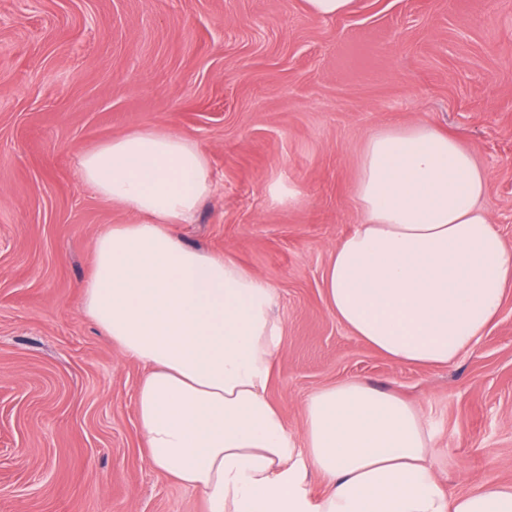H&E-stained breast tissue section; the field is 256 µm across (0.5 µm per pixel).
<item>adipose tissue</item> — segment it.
Segmentation results:
<instances>
[{
	"label": "adipose tissue",
	"instance_id": "obj_1",
	"mask_svg": "<svg viewBox=\"0 0 512 512\" xmlns=\"http://www.w3.org/2000/svg\"><path fill=\"white\" fill-rule=\"evenodd\" d=\"M78 168L139 217L97 237L82 314L144 365L147 460L206 512H512V484L446 491L416 409L363 381L311 394L301 434L289 432L267 395L285 339L275 287L174 232L213 189L197 143L141 128L86 150ZM486 185L474 156L430 124L371 133L355 183L362 219L324 273L330 312L396 363L456 361L512 289V248L482 205ZM312 473L326 485L314 500Z\"/></svg>",
	"mask_w": 512,
	"mask_h": 512
}]
</instances>
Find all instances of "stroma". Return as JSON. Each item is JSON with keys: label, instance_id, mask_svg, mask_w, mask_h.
I'll list each match as a JSON object with an SVG mask.
<instances>
[{"label": "stroma", "instance_id": "stroma-1", "mask_svg": "<svg viewBox=\"0 0 512 512\" xmlns=\"http://www.w3.org/2000/svg\"><path fill=\"white\" fill-rule=\"evenodd\" d=\"M424 121L488 173L512 246V0H0V512H206L152 468L144 367L81 313L96 236L134 224L78 174L81 153L143 127L194 140L212 194L176 232L272 283L284 328L270 398L348 379L417 407L454 492L512 483V290L443 367L400 365L342 325L324 272L361 220L365 138ZM355 0H304L305 10L313 17L329 19L352 11Z\"/></svg>", "mask_w": 512, "mask_h": 512}]
</instances>
